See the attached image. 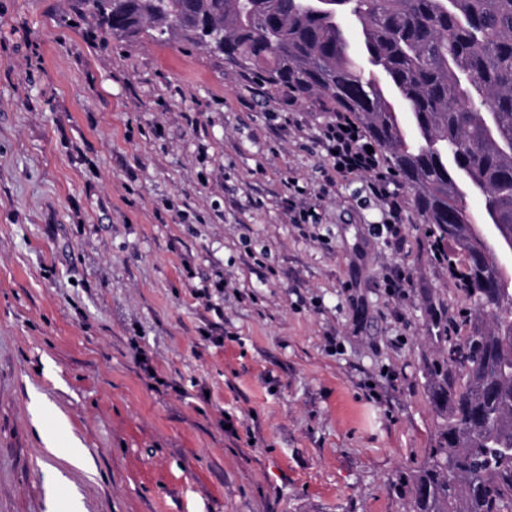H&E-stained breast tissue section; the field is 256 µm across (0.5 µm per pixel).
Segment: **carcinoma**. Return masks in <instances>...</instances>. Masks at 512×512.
I'll use <instances>...</instances> for the list:
<instances>
[{
	"instance_id": "cac0c4a2",
	"label": "carcinoma",
	"mask_w": 512,
	"mask_h": 512,
	"mask_svg": "<svg viewBox=\"0 0 512 512\" xmlns=\"http://www.w3.org/2000/svg\"><path fill=\"white\" fill-rule=\"evenodd\" d=\"M102 32L205 46L303 100L326 97L386 152L417 221L453 244L475 307L438 377L436 444L410 512H512V287L473 230L465 187L512 236V0H71Z\"/></svg>"
}]
</instances>
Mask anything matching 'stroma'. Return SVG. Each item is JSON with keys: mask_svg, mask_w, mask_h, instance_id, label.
I'll return each mask as SVG.
<instances>
[{"mask_svg": "<svg viewBox=\"0 0 512 512\" xmlns=\"http://www.w3.org/2000/svg\"><path fill=\"white\" fill-rule=\"evenodd\" d=\"M333 116L0 0V512H409L473 305L414 213L395 253L364 175L324 187Z\"/></svg>", "mask_w": 512, "mask_h": 512, "instance_id": "35a3bbf8", "label": "stroma"}]
</instances>
